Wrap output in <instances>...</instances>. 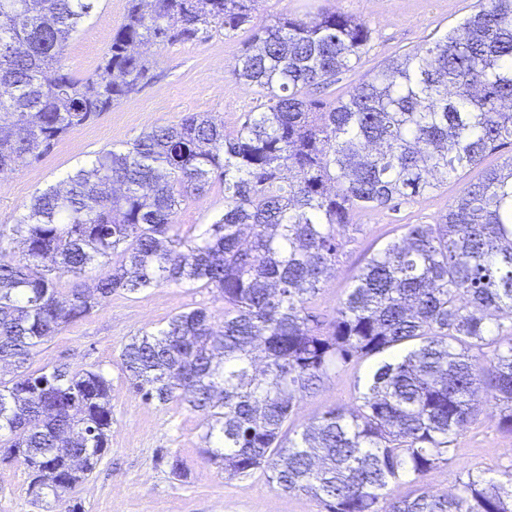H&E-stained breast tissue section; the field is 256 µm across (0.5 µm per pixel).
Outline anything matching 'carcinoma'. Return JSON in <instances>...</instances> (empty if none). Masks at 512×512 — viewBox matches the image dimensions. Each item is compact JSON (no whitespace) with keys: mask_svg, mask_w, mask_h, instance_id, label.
Segmentation results:
<instances>
[{"mask_svg":"<svg viewBox=\"0 0 512 512\" xmlns=\"http://www.w3.org/2000/svg\"><path fill=\"white\" fill-rule=\"evenodd\" d=\"M98 0H0V173L50 152L149 79L142 48L229 37L258 0H128L101 73L74 78L70 40ZM372 31L343 12L281 15L234 70L264 98L233 134L208 113L161 125L37 192L0 224V430L34 501L60 500L108 448L112 385L100 370L22 371L95 304L163 284L217 290L221 315L182 311L121 352L134 391L202 417L204 457L229 477L262 469L323 512H512V467L468 469L454 494L416 488L492 399L512 433V157L486 167L436 224H406L373 254L330 317L311 300L345 228L430 194L512 149V0H479L453 30L368 72L346 96L314 88L362 65ZM224 182V214L199 236L175 216ZM250 229V240L243 230ZM81 283L67 292L56 273ZM376 358L334 407L290 436L298 399L330 372ZM414 486L403 497L390 487Z\"/></svg>","mask_w":512,"mask_h":512,"instance_id":"carcinoma-1","label":"carcinoma"}]
</instances>
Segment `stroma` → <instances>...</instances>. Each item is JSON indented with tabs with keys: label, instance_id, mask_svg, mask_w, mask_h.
<instances>
[{
	"label": "stroma",
	"instance_id": "obj_1",
	"mask_svg": "<svg viewBox=\"0 0 512 512\" xmlns=\"http://www.w3.org/2000/svg\"><path fill=\"white\" fill-rule=\"evenodd\" d=\"M478 0H258L252 27L234 36L213 30L199 41L152 46L147 55L155 80L130 99L102 113L94 122L66 133L40 160L12 173H0V223L23 212L37 191L55 184L101 151L132 141L158 124H175L193 112H208L234 131L260 97L237 82L233 71L239 52L258 29L283 14L302 16L340 11L364 19L372 41L364 69L415 50L440 37L471 15ZM127 0H99L70 43L67 65L75 78L98 74L112 33L126 13ZM478 170L449 179L434 194L381 208L361 219L359 230H347L336 267L312 301L315 312L333 314L351 288L353 277L387 241L400 238L408 224H432L459 196ZM224 212V186L213 183L191 196L175 220L184 235L194 237ZM222 309L221 301L204 288L164 285L137 293L117 291L83 318L70 323L33 357L30 370L64 365L70 371L102 370L112 383V431L109 450L94 472L74 491L84 512H321L305 494H286L269 483L266 473L225 478L208 463L202 450L201 417L179 403L164 406L142 400L130 386L121 351L130 338L166 326L177 313L194 307ZM369 361L332 371L324 386L296 405L290 421L302 430L331 407H355L353 388ZM179 458L184 476L170 470ZM512 466V434L499 425V411L486 403L477 420L455 443L447 465L427 473L419 484L432 494L454 493L465 469L479 467L498 474ZM26 470L0 463V512H66V502L42 507L28 494Z\"/></svg>",
	"mask_w": 512,
	"mask_h": 512
}]
</instances>
